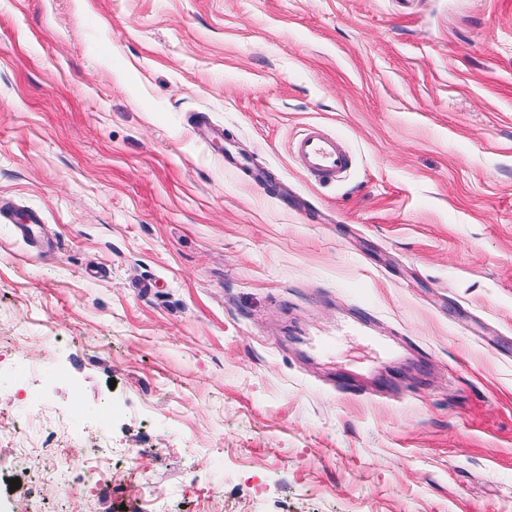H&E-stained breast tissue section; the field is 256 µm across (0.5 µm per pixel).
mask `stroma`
Masks as SVG:
<instances>
[{"label": "stroma", "mask_w": 512, "mask_h": 512, "mask_svg": "<svg viewBox=\"0 0 512 512\" xmlns=\"http://www.w3.org/2000/svg\"><path fill=\"white\" fill-rule=\"evenodd\" d=\"M0 201V512H512V0H0ZM291 148L303 172L319 180L336 179L350 164L348 153L317 128L304 130Z\"/></svg>", "instance_id": "35a3bbf8"}]
</instances>
